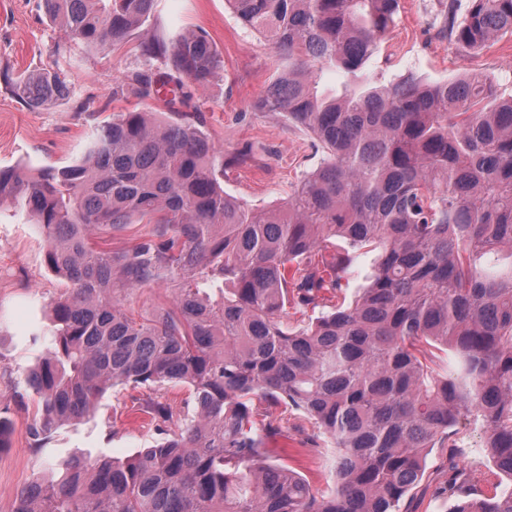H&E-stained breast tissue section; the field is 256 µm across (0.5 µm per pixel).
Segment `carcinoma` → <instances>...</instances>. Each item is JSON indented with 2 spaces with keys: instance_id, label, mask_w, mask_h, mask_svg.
Here are the masks:
<instances>
[{
  "instance_id": "carcinoma-1",
  "label": "carcinoma",
  "mask_w": 512,
  "mask_h": 512,
  "mask_svg": "<svg viewBox=\"0 0 512 512\" xmlns=\"http://www.w3.org/2000/svg\"><path fill=\"white\" fill-rule=\"evenodd\" d=\"M156 0H43L52 25L90 49L154 20ZM283 65L258 107L305 128L322 161L283 207L224 192V151L185 112L184 81L207 88L224 60L207 33L145 44L129 76L141 99L174 84L173 118L133 110L90 135L62 167L0 168L11 204L47 241L69 283L50 304L48 340L18 382L38 398L41 453L65 424L118 386L188 388L192 412L129 458L75 454L18 493L13 512H398L430 448L448 449L452 512H512V488L471 496L455 464V426L480 425L497 473L512 480V96L482 74L382 83L365 69L399 0H225ZM456 43L480 51L512 35V0H469ZM348 76L320 95L316 71ZM30 109L70 95L55 70L12 83ZM149 224L132 248L100 235ZM379 250L367 284L339 296L352 253ZM171 284V307L139 319L121 293ZM301 314L282 321L288 306ZM320 309L313 317L308 311ZM454 362L438 374L435 351ZM259 398L302 413L303 445L331 448L334 485L317 492L271 460ZM142 411L162 423L170 405Z\"/></svg>"
}]
</instances>
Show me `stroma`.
<instances>
[{
	"mask_svg": "<svg viewBox=\"0 0 512 512\" xmlns=\"http://www.w3.org/2000/svg\"><path fill=\"white\" fill-rule=\"evenodd\" d=\"M469 0H400L394 26L367 63L382 81L414 75L426 82L488 75L512 94V37L474 52L451 42L449 15L463 17ZM193 28L204 30L224 58V71L207 89L193 92L192 106L204 113L205 130L230 162L224 190L254 208L287 201L301 176L323 157L317 141L285 118L257 109L266 85L279 71L274 49L244 27L225 0H158L152 25L109 50H93L66 40L46 18L42 0H0V72L19 75L59 66L73 89L70 99L41 110L29 109L0 80V167L39 168L82 159L92 129L112 114L134 109L162 113L160 99L138 98L127 82L142 68L141 46L155 37ZM45 242L36 225L26 223L10 205L0 206V409L12 426L0 450V512H12L17 491L50 464L73 453L126 458L159 437L155 422L142 413L149 399L169 403L175 418L189 407L186 390L158 392L116 389L101 400L94 419L58 430L45 454L33 453L30 426L33 398L17 401L15 385L42 353L30 334L45 324V311L65 288L64 279L45 264ZM288 437L286 463L318 491L333 484V463L323 449L302 447L311 425L300 413L282 418ZM457 463L469 487L482 498L512 486L495 476L482 428L467 420L455 427ZM448 483V451L430 449L419 483L405 497L402 512H451L455 501L441 495Z\"/></svg>",
	"mask_w": 512,
	"mask_h": 512,
	"instance_id": "stroma-1",
	"label": "stroma"
}]
</instances>
